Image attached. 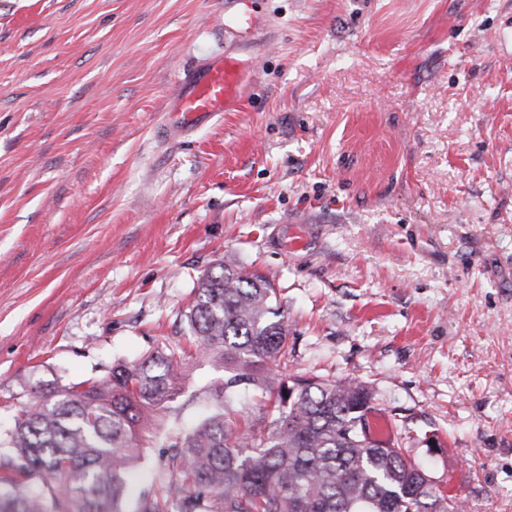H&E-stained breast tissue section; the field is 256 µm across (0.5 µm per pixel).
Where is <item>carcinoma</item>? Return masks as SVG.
Instances as JSON below:
<instances>
[{"mask_svg": "<svg viewBox=\"0 0 512 512\" xmlns=\"http://www.w3.org/2000/svg\"><path fill=\"white\" fill-rule=\"evenodd\" d=\"M184 317L224 383L209 416L169 434L168 480L134 488L144 436L156 437L159 412L185 392L186 355L165 344L19 410L3 438L0 512H462L400 446L353 430L367 426V386L299 375L271 385L288 326L265 276L216 260ZM242 389L278 417L240 427L232 402Z\"/></svg>", "mask_w": 512, "mask_h": 512, "instance_id": "carcinoma-1", "label": "carcinoma"}]
</instances>
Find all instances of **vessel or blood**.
Here are the masks:
<instances>
[{
  "mask_svg": "<svg viewBox=\"0 0 512 512\" xmlns=\"http://www.w3.org/2000/svg\"><path fill=\"white\" fill-rule=\"evenodd\" d=\"M265 28L254 15L253 0H224V35L231 43L223 56L203 61L180 79L168 105L169 111L178 115L171 123L173 131H183L241 106L247 88L239 44L245 40L257 43Z\"/></svg>",
  "mask_w": 512,
  "mask_h": 512,
  "instance_id": "b4317fda",
  "label": "vessel or blood"
}]
</instances>
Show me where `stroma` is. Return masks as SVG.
<instances>
[{"instance_id":"stroma-1","label":"stroma","mask_w":512,"mask_h":512,"mask_svg":"<svg viewBox=\"0 0 512 512\" xmlns=\"http://www.w3.org/2000/svg\"><path fill=\"white\" fill-rule=\"evenodd\" d=\"M240 111L167 141L224 0H0V435L42 389L186 343L266 276L283 374L353 378L441 491L512 512V0H255ZM165 428L221 372L187 364Z\"/></svg>"}]
</instances>
